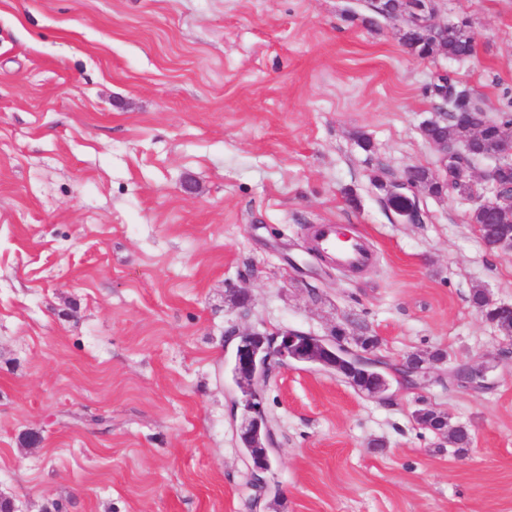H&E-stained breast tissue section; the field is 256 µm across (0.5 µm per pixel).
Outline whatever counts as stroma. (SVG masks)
Returning <instances> with one entry per match:
<instances>
[{
	"mask_svg": "<svg viewBox=\"0 0 512 512\" xmlns=\"http://www.w3.org/2000/svg\"><path fill=\"white\" fill-rule=\"evenodd\" d=\"M362 0H0V496L18 512H512V356L489 389L452 370L512 340V256L472 202L385 182L439 170L419 127L448 69L512 109V0H438L465 61L406 54ZM369 146H362V139ZM346 224L375 257L309 251ZM373 336L391 386L272 359L258 409L238 332ZM419 355L418 385L398 365ZM446 413L459 451L419 425ZM261 411L272 465L241 444ZM416 168H419V166L409 167L401 179L392 182L388 187L386 186L387 204L397 213L402 223L405 224H419L421 222L417 189L423 186L419 181H425L427 174L425 171L416 172L415 178L419 181H414L415 186H411L410 182L413 181L412 174ZM401 201H403V204L399 205ZM431 411L432 410H419L415 414V420L417 421V423L419 425H421L425 428L441 429L438 425L437 418L434 416V414ZM439 418L442 421V429L439 431H435L437 434L445 436L446 438H448L449 442H451L455 445L456 444L459 445L460 450L464 449L463 448L464 446L469 445V443L471 442V437H470L469 430L466 427L463 426V428H457V427L454 428L453 426H450V424L448 422V418L446 416L440 414ZM455 429H457L458 434L453 436V431ZM453 437H454L455 443L453 442Z\"/></svg>",
	"mask_w": 512,
	"mask_h": 512,
	"instance_id": "35a3bbf8",
	"label": "stroma"
}]
</instances>
